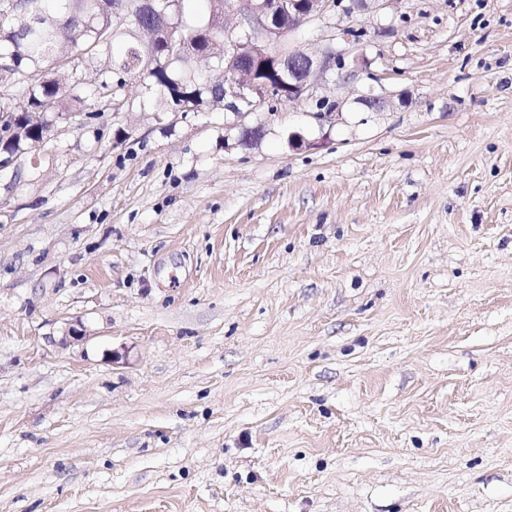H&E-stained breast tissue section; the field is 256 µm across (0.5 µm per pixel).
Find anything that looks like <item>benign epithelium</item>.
I'll list each match as a JSON object with an SVG mask.
<instances>
[{
    "instance_id": "obj_1",
    "label": "benign epithelium",
    "mask_w": 512,
    "mask_h": 512,
    "mask_svg": "<svg viewBox=\"0 0 512 512\" xmlns=\"http://www.w3.org/2000/svg\"><path fill=\"white\" fill-rule=\"evenodd\" d=\"M333 8L332 0H224V60H231L243 46L241 32L266 43L277 41L320 19ZM345 80L351 71L345 53L326 50L320 57L299 52V69L288 68L281 83L271 85L255 79L254 72L224 68V109L239 117L267 104L275 107L288 96L294 103L313 98V91L329 71Z\"/></svg>"
}]
</instances>
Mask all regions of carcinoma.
I'll return each mask as SVG.
<instances>
[{"label": "carcinoma", "instance_id": "obj_1", "mask_svg": "<svg viewBox=\"0 0 512 512\" xmlns=\"http://www.w3.org/2000/svg\"><path fill=\"white\" fill-rule=\"evenodd\" d=\"M102 0H27L39 22L20 26L7 16L0 20V56L15 71L0 77L11 91L0 102V156L19 157L49 140L59 112L77 111L82 102L83 60L101 62L97 94L112 97L122 110L121 91L132 79L142 82L145 100L158 98L163 112L218 110L224 105L223 86L209 71L197 68V58L212 54V68L224 70V0H204L206 16L196 25L184 20L187 0H154L145 10L142 0H120L118 9L100 7ZM171 27L147 34L158 13ZM122 51L114 56V47ZM64 69L69 83L51 72Z\"/></svg>", "mask_w": 512, "mask_h": 512}]
</instances>
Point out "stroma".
Masks as SVG:
<instances>
[{
  "label": "stroma",
  "instance_id": "obj_1",
  "mask_svg": "<svg viewBox=\"0 0 512 512\" xmlns=\"http://www.w3.org/2000/svg\"><path fill=\"white\" fill-rule=\"evenodd\" d=\"M347 27L324 116L116 111L91 61L0 171V512H512V0L289 41Z\"/></svg>",
  "mask_w": 512,
  "mask_h": 512
}]
</instances>
